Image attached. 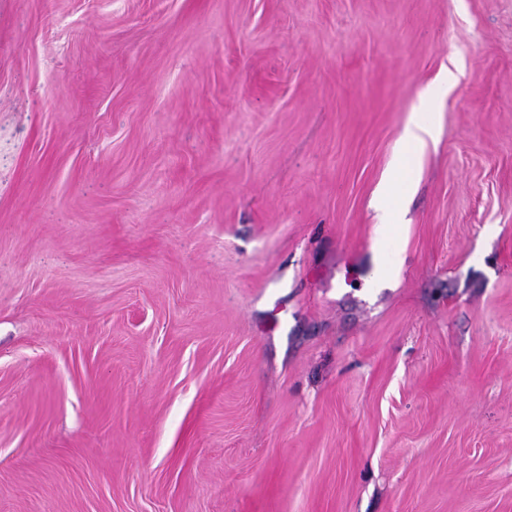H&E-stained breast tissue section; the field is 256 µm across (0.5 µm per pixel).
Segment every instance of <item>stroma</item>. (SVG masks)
Here are the masks:
<instances>
[{
	"instance_id": "stroma-1",
	"label": "stroma",
	"mask_w": 512,
	"mask_h": 512,
	"mask_svg": "<svg viewBox=\"0 0 512 512\" xmlns=\"http://www.w3.org/2000/svg\"><path fill=\"white\" fill-rule=\"evenodd\" d=\"M0 512H512V0H0ZM436 134L432 126V120L417 118L407 124L401 136V159L399 166L394 169L385 179L379 190V197L382 201L380 222L376 225V275L384 282L388 279V268L383 264L388 258V246L394 237V231L399 223V214L390 211L391 200L397 197L399 190L406 185V181L399 174L401 170L408 167L416 155L423 148L427 138H433Z\"/></svg>"
}]
</instances>
